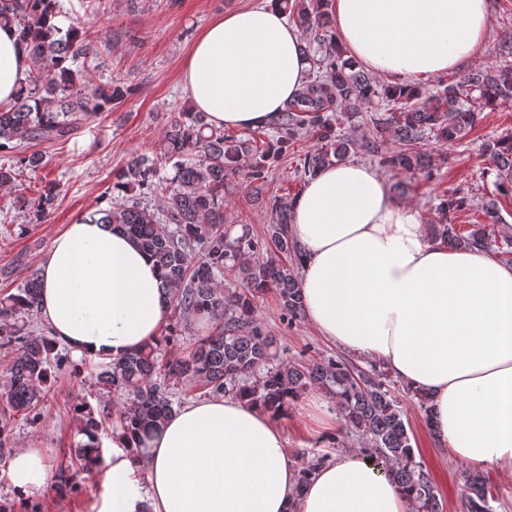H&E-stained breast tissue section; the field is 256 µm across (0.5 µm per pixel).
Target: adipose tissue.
Segmentation results:
<instances>
[{
	"mask_svg": "<svg viewBox=\"0 0 512 512\" xmlns=\"http://www.w3.org/2000/svg\"><path fill=\"white\" fill-rule=\"evenodd\" d=\"M349 55L411 80L465 65L485 47L490 0H331ZM32 59L0 25V104L14 101ZM302 37L276 0L212 19L181 86L216 127L270 123L308 79ZM299 286L309 324L428 394L431 434L457 459L512 472V265L428 243L425 218L396 203L369 165L334 163L293 203ZM38 313L79 356L109 361L159 336L171 311L153 261L120 229L84 218L39 261ZM282 427L243 402L184 404L142 440L112 435L110 488L93 512H412L365 449L350 448L299 484ZM6 476L41 491L47 463L15 449Z\"/></svg>",
	"mask_w": 512,
	"mask_h": 512,
	"instance_id": "obj_1",
	"label": "adipose tissue"
}]
</instances>
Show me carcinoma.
<instances>
[{
	"label": "carcinoma",
	"mask_w": 512,
	"mask_h": 512,
	"mask_svg": "<svg viewBox=\"0 0 512 512\" xmlns=\"http://www.w3.org/2000/svg\"><path fill=\"white\" fill-rule=\"evenodd\" d=\"M299 25L313 33L324 55L310 57L312 76L272 122L264 139H242L211 127L200 112L171 104L163 148L150 158L133 155L102 199L107 207L91 221L112 224L135 239L159 271L162 287L172 293L179 323L156 341L111 362L100 363L95 395L70 404L85 441L77 456L88 471L102 463L100 431L109 420L133 438L159 426L174 411L173 398L186 387H201L209 395H231L270 412L288 409L310 389L336 403L345 431L364 444L377 466L393 472L397 483L415 504V512H443L431 479L416 461L409 423L393 395L386 372L360 370L339 356L307 364L289 361L278 351L275 338L253 316L254 301L274 293L284 321L302 318L304 305L296 274L297 245L290 230L292 200H271L276 221L261 242L244 227L231 237L225 227L224 180L238 169L239 159L251 160L247 178L262 179L266 165L288 153L309 130L318 147L299 158L308 177L342 160L353 142L336 134L337 116L362 104L380 101L369 117L379 135L387 133L398 149L380 159L385 169L410 173L431 170L425 141L455 142L480 119L485 108L512 102V34L494 44L496 64L475 68L458 82L448 83L427 102L419 89L402 83L379 87L355 65L343 59L327 38L328 18L323 0H279ZM63 12L61 0H0V24L17 27L23 45L35 62L15 100L0 105V187L22 185L26 169L47 166L45 157L30 149L43 142L64 143L90 115L122 103L134 88L113 75L84 94L89 62L98 56L96 41L82 25L62 30L52 20ZM497 172V191L512 195V133L485 146ZM172 164L170 177L160 176ZM50 181L17 203L33 214L45 213L54 201ZM474 199L461 190L439 198L441 222L431 238L456 250H487L497 241L489 225L499 216L494 204L481 206L487 223L463 230L454 215L472 209ZM234 272L242 290L224 288V273ZM40 282L32 274L17 292L0 297V350L13 360L0 379V451L8 447L12 419L36 422L50 390L52 369L69 362L50 336L28 331L38 312ZM209 322L213 331L198 339L180 357L161 353L179 336V327ZM299 485L327 456L303 451L299 456ZM75 470L56 475L55 491L63 497L78 486ZM468 512H493L496 497L485 478L468 475Z\"/></svg>",
	"instance_id": "obj_1"
}]
</instances>
